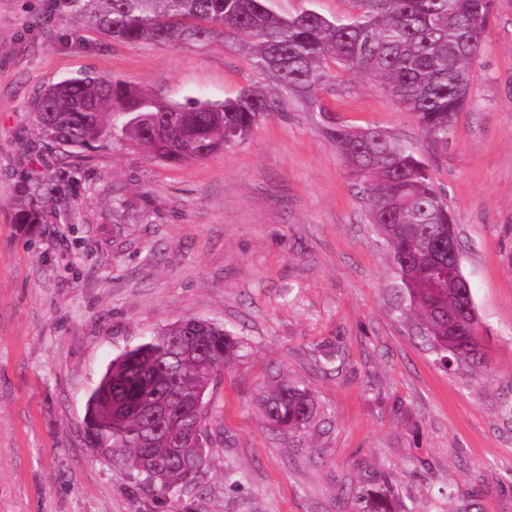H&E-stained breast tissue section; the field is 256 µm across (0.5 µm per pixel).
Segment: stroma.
<instances>
[{
    "label": "stroma",
    "instance_id": "35a3bbf8",
    "mask_svg": "<svg viewBox=\"0 0 512 512\" xmlns=\"http://www.w3.org/2000/svg\"><path fill=\"white\" fill-rule=\"evenodd\" d=\"M86 73L178 105L268 83L220 38L130 44L56 0H0V512H358L366 484L398 512H512V0L495 2L447 148L366 78L335 101L341 120L425 158L446 193L482 322L474 372L444 368L416 336L346 164L292 94L199 162L105 141L71 158L65 218L16 223L22 176L54 172L34 101ZM117 199L134 219L113 223ZM191 316L249 356L208 395L210 463L172 497L94 455L84 417L116 353ZM273 377L308 388L313 424L270 430L258 389Z\"/></svg>",
    "mask_w": 512,
    "mask_h": 512
}]
</instances>
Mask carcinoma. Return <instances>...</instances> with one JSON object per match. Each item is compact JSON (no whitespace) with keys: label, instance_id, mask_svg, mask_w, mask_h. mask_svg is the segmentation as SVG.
<instances>
[{"label":"carcinoma","instance_id":"carcinoma-1","mask_svg":"<svg viewBox=\"0 0 512 512\" xmlns=\"http://www.w3.org/2000/svg\"><path fill=\"white\" fill-rule=\"evenodd\" d=\"M75 18L115 39L136 43L203 44L216 37L244 50L250 65L276 86L300 96L327 126L346 161L399 272L406 313L417 336L446 368L482 361L471 316L457 293L433 288L457 225L428 163L381 127L338 122L327 98L348 88L340 68L378 82L414 114L425 136L448 147L468 101L495 0H351L352 10L328 17L309 8L288 16L277 0H58ZM272 110L271 95L242 89L222 103L176 106L122 79L73 78L44 90L34 103L39 137L66 156L117 135L171 164H190L245 140ZM71 166L60 158L48 181H23L18 224H43L72 197ZM245 346L213 321L187 317L159 327L116 355L87 400L84 441L110 458L118 453L143 483L169 495L195 484L205 470L214 415L205 397L224 369L245 357ZM268 425L282 434L315 417L310 392L273 379L261 388ZM362 512H395L391 498L370 487L357 495Z\"/></svg>","mask_w":512,"mask_h":512}]
</instances>
